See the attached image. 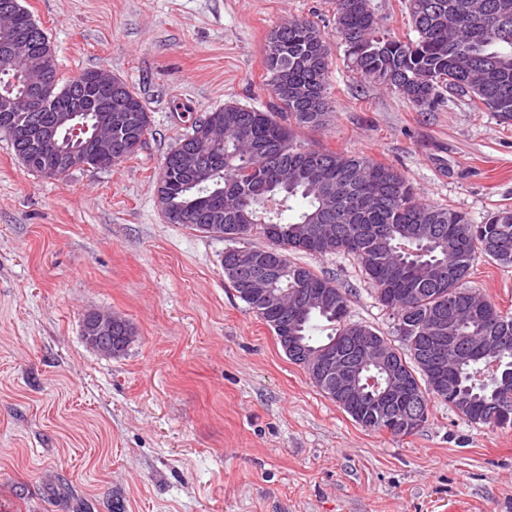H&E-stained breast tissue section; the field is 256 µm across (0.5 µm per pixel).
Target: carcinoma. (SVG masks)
<instances>
[{"label":"carcinoma","instance_id":"cac0c4a2","mask_svg":"<svg viewBox=\"0 0 512 512\" xmlns=\"http://www.w3.org/2000/svg\"><path fill=\"white\" fill-rule=\"evenodd\" d=\"M336 33L346 47L353 69L364 81L398 92L414 107L425 111L445 101V96L466 97L487 111L512 119V0H406L416 37L408 42L380 32L369 0H335ZM34 19L23 6L11 13L13 30L28 28ZM34 50L48 60L51 93L40 112L42 122H54L72 99L77 81L94 84L96 71L86 70L62 81L55 49L48 36L34 43ZM329 47L319 24L292 19L275 26L265 45L267 86L277 100L272 112L228 102L191 125V132L165 155L156 181L159 206L170 224H182L197 232L208 224H236L248 238L236 250L224 253V266L237 277L224 274L230 286L271 329L276 322L263 314L243 294L249 280L259 274L256 257L262 248L249 238L266 236L265 228L282 230L283 260L272 285L286 291L325 288L330 310L314 309L303 316L298 335L301 343L317 349L311 335L313 321L332 326L327 341H336L342 355L355 354L345 344L347 293L335 281L314 273L289 258L291 253L354 256L372 284L380 304L392 311L395 321L414 329L402 339L405 350L373 331L376 339L393 352V366L413 389L412 396L379 399L389 385L387 371L366 366L363 379L372 380L363 393L362 406L353 411L334 399L359 425L397 436L389 429L384 411L418 409L429 415L431 399L448 403L462 419L474 423L512 427V316L508 327L497 326L498 309L488 303L489 318L458 319L469 307L472 290L466 287L476 255L501 266H512V209L493 213L481 226L459 210L417 200L406 178L391 166L364 155H349L305 148L294 142L296 127H319L331 109L327 92ZM89 121L112 126V141L121 155L97 159L93 143L83 131L65 132L71 145L87 157L92 169H108L135 154L123 151L129 139L144 137L150 116L136 92L120 78L110 89L98 88L87 100ZM200 152L209 176L189 183L176 168L173 157L181 150ZM327 182L338 186L334 215L324 219L326 203L311 186ZM299 199V210L289 204ZM356 213V224H371L379 234L354 238L345 214ZM329 224L333 236L329 248L308 243L314 224ZM444 315L447 334L457 338L447 353L448 380L440 383L429 373L423 353L428 351V332L434 317Z\"/></svg>","mask_w":512,"mask_h":512}]
</instances>
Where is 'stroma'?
<instances>
[{
	"label": "stroma",
	"mask_w": 512,
	"mask_h": 512,
	"mask_svg": "<svg viewBox=\"0 0 512 512\" xmlns=\"http://www.w3.org/2000/svg\"><path fill=\"white\" fill-rule=\"evenodd\" d=\"M69 80L106 69L151 126L109 169L46 179L0 133V512H512V428L432 400L410 436L352 420L288 360L224 277L227 241L167 223L155 183L193 121L267 109L266 38L308 18L330 48L327 124L298 144L401 172L426 203L485 223L512 208V120L451 98L430 111L364 82L333 0H21ZM348 293L352 321L395 320L346 254H294ZM468 288L512 314V267L477 256ZM126 319L106 356L87 312Z\"/></svg>",
	"instance_id": "35a3bbf8"
}]
</instances>
